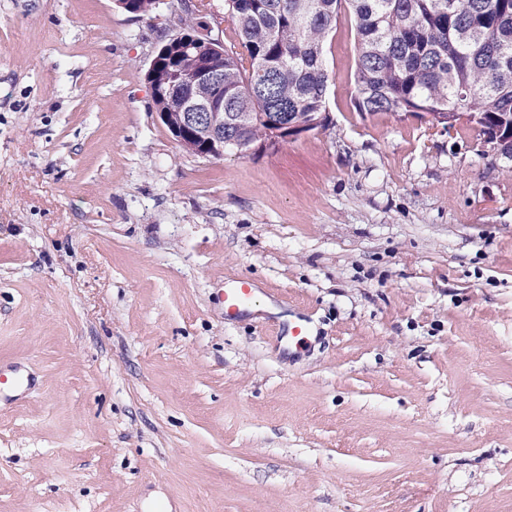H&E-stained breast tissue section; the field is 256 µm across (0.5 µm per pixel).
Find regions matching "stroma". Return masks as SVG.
Here are the masks:
<instances>
[{
    "label": "stroma",
    "mask_w": 512,
    "mask_h": 512,
    "mask_svg": "<svg viewBox=\"0 0 512 512\" xmlns=\"http://www.w3.org/2000/svg\"><path fill=\"white\" fill-rule=\"evenodd\" d=\"M196 2L0 0V512H512V162L359 112L345 8L327 130L187 154ZM256 287L246 275H234L224 280V318L234 320L255 300Z\"/></svg>",
    "instance_id": "stroma-1"
}]
</instances>
